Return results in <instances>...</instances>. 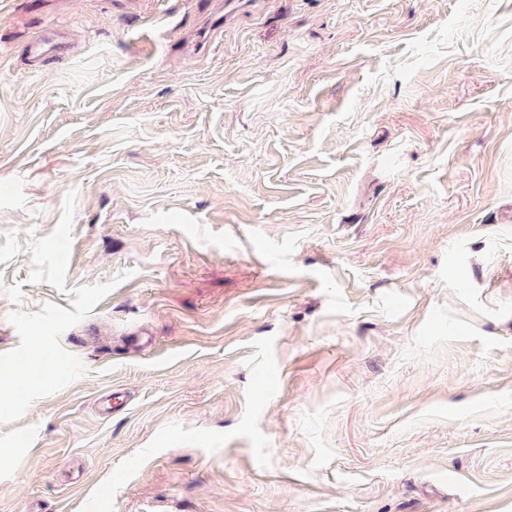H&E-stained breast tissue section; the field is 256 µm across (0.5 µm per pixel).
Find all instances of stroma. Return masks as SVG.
I'll return each mask as SVG.
<instances>
[{
  "instance_id": "stroma-1",
  "label": "stroma",
  "mask_w": 512,
  "mask_h": 512,
  "mask_svg": "<svg viewBox=\"0 0 512 512\" xmlns=\"http://www.w3.org/2000/svg\"><path fill=\"white\" fill-rule=\"evenodd\" d=\"M123 269L0 512H512V0H0V280Z\"/></svg>"
}]
</instances>
